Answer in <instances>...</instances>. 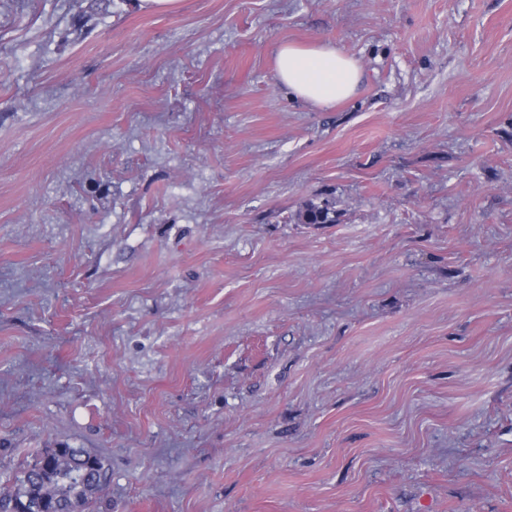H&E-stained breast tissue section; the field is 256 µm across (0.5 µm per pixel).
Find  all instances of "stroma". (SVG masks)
<instances>
[{
  "instance_id": "35a3bbf8",
  "label": "stroma",
  "mask_w": 512,
  "mask_h": 512,
  "mask_svg": "<svg viewBox=\"0 0 512 512\" xmlns=\"http://www.w3.org/2000/svg\"><path fill=\"white\" fill-rule=\"evenodd\" d=\"M63 445L95 512H512V0H0V480ZM275 70L280 83L294 96L320 108L353 96L362 79L357 62L328 43L311 47L281 44ZM300 224H333L336 223V214L327 204H318L313 201L306 202L296 214Z\"/></svg>"
}]
</instances>
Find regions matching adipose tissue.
Segmentation results:
<instances>
[{
  "instance_id": "ef3b65f1",
  "label": "adipose tissue",
  "mask_w": 512,
  "mask_h": 512,
  "mask_svg": "<svg viewBox=\"0 0 512 512\" xmlns=\"http://www.w3.org/2000/svg\"><path fill=\"white\" fill-rule=\"evenodd\" d=\"M275 70L280 83L294 96L320 108L353 96L362 79L357 62L328 43L311 47L281 44Z\"/></svg>"
}]
</instances>
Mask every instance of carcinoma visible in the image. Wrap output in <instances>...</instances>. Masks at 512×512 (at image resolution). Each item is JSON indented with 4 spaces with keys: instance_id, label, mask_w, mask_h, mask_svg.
Here are the masks:
<instances>
[{
    "instance_id": "1",
    "label": "carcinoma",
    "mask_w": 512,
    "mask_h": 512,
    "mask_svg": "<svg viewBox=\"0 0 512 512\" xmlns=\"http://www.w3.org/2000/svg\"><path fill=\"white\" fill-rule=\"evenodd\" d=\"M301 224H334L326 204L306 202ZM107 477L104 461L85 448H47L24 461L12 483L0 486V512H90Z\"/></svg>"
}]
</instances>
